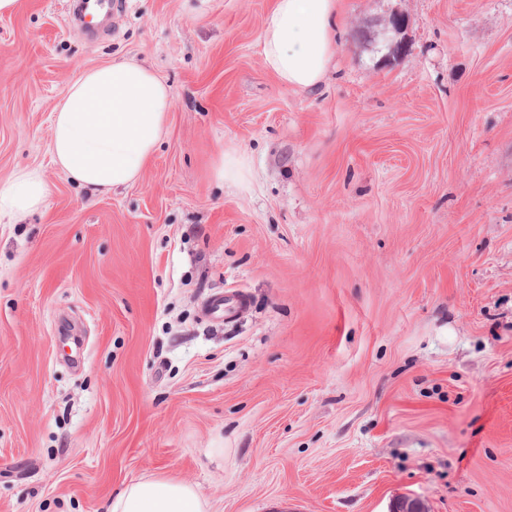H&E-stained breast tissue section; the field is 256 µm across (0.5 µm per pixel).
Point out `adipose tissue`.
I'll use <instances>...</instances> for the list:
<instances>
[{
  "mask_svg": "<svg viewBox=\"0 0 512 512\" xmlns=\"http://www.w3.org/2000/svg\"><path fill=\"white\" fill-rule=\"evenodd\" d=\"M340 0H274L262 23L264 64L287 87H318L336 54ZM173 94L131 59L84 70L53 109L50 151L77 185L108 193L133 183L166 133ZM51 188L39 169L20 167L0 183V218L39 212ZM198 489L166 477L129 483L108 512H208Z\"/></svg>",
  "mask_w": 512,
  "mask_h": 512,
  "instance_id": "ef3b65f1",
  "label": "adipose tissue"
}]
</instances>
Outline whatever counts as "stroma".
I'll return each instance as SVG.
<instances>
[{
    "label": "stroma",
    "mask_w": 512,
    "mask_h": 512,
    "mask_svg": "<svg viewBox=\"0 0 512 512\" xmlns=\"http://www.w3.org/2000/svg\"><path fill=\"white\" fill-rule=\"evenodd\" d=\"M271 5L130 0L94 43L68 0L0 17V182L51 186L0 220V512H107L151 476L210 512H512V0H342L310 91L263 63ZM394 9L381 67L356 33ZM125 59L171 87L168 134L94 193L53 107ZM406 26V17L401 12H393L385 22L384 32L382 39L384 41L385 48H388V52L383 54L380 58V63H386L391 55L398 53L401 50L399 43L388 44L389 33H400ZM246 173L247 163L241 157H232L224 163V156H222L214 170L215 176L223 181L224 177H227L235 182H243ZM51 188L42 171L19 167L0 184L1 217L17 218L39 212L46 204Z\"/></svg>",
    "instance_id": "1"
}]
</instances>
